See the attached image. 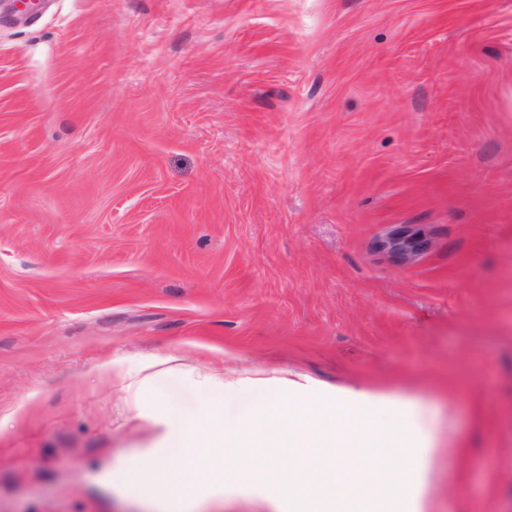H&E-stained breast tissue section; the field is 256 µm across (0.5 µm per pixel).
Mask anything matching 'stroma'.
<instances>
[{"label": "stroma", "instance_id": "obj_1", "mask_svg": "<svg viewBox=\"0 0 512 512\" xmlns=\"http://www.w3.org/2000/svg\"><path fill=\"white\" fill-rule=\"evenodd\" d=\"M288 377L429 402L434 512H512V0L0 20V512H271L129 472ZM428 239L413 225L404 224L377 242V249L389 257L405 262L420 255L427 247Z\"/></svg>", "mask_w": 512, "mask_h": 512}]
</instances>
